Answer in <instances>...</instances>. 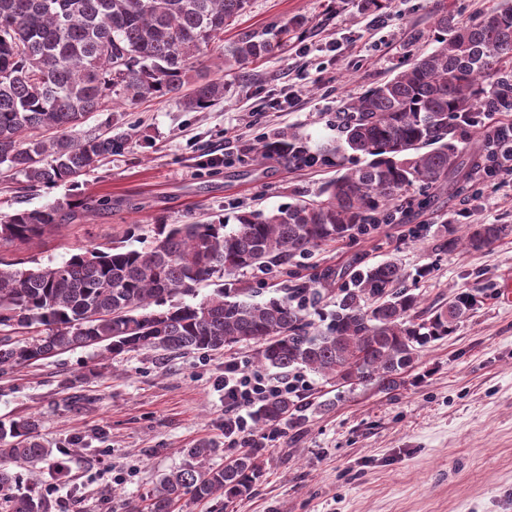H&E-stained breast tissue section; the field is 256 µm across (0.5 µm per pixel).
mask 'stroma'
<instances>
[{"mask_svg": "<svg viewBox=\"0 0 512 512\" xmlns=\"http://www.w3.org/2000/svg\"><path fill=\"white\" fill-rule=\"evenodd\" d=\"M499 0H392L365 13L360 0H250L225 42L295 16L306 25L275 56L229 80L222 102L185 111L167 97L92 115L80 136L113 133L126 149L80 179V193L106 207L44 241L11 248L13 258L59 264L96 244L148 246L157 221L233 219L315 198L335 163L294 170L262 157L258 142L299 134L323 153L339 138L340 109L387 79L407 57L436 45L435 7L459 18ZM222 164L208 166L212 155ZM67 186L23 190L0 175V214L64 201ZM451 224L512 225V173L464 198L436 192L430 208L239 278L263 302L300 281L393 260L406 286L434 310L458 297L474 304L450 336L421 349L399 389L350 388L305 373L304 423L275 434L249 494L200 501L176 512H512V234L483 250L442 249ZM257 347L165 358L149 350L104 358L78 348L0 376V421L37 419L66 476L47 463L17 469L51 512H126L188 461L187 448L218 441L213 464L235 458L224 440V364L256 369ZM96 376H89V369Z\"/></svg>", "mask_w": 512, "mask_h": 512, "instance_id": "1", "label": "stroma"}]
</instances>
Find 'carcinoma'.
Returning <instances> with one entry per match:
<instances>
[{"mask_svg":"<svg viewBox=\"0 0 512 512\" xmlns=\"http://www.w3.org/2000/svg\"><path fill=\"white\" fill-rule=\"evenodd\" d=\"M249 0H0V167L30 189L69 184L125 149L106 132L77 137L87 115L108 103L132 106L169 96L187 111L224 99L223 80L205 76L183 92L203 49L221 40ZM307 23L303 16L261 33L244 32L224 49V71L245 73L272 57ZM438 46L409 59L388 80L347 104L336 156L366 164L328 181L315 199L272 212L253 209L225 220L155 224L151 245L94 247L60 265L25 266L0 256V372L62 352L98 345L116 358L132 351L165 355L259 345L261 365L289 375L306 369L338 384L394 391L420 349L451 335L472 300L460 297L430 312L399 289L393 261L365 266L341 289L331 321L315 327L304 302L319 289L303 286L263 303L241 299L222 279L267 270L328 243L362 233L365 224H399L426 207L456 178L468 193L479 178L512 171V0L466 21L436 11ZM480 135L484 151L467 153ZM270 158L300 168L325 161L298 135L258 144ZM102 200L82 197L0 215V249L30 244L58 231ZM448 232L443 248L481 250L512 232L507 224H467ZM217 288L186 303L206 282ZM41 328L43 336L14 337ZM306 407L295 395L262 402L255 424L274 432L298 426ZM37 421L0 423V512H50L49 502L22 491L16 464L48 460L53 449ZM262 445L222 466L216 446L187 449L188 463L165 475L149 512H171L174 501L249 493L260 477Z\"/></svg>","mask_w":512,"mask_h":512,"instance_id":"1","label":"carcinoma"}]
</instances>
